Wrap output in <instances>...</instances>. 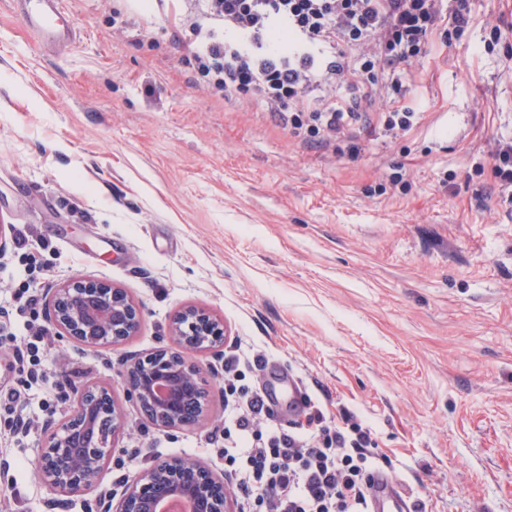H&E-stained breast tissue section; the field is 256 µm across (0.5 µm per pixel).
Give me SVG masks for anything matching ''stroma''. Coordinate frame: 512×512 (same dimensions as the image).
Instances as JSON below:
<instances>
[{"label":"stroma","mask_w":512,"mask_h":512,"mask_svg":"<svg viewBox=\"0 0 512 512\" xmlns=\"http://www.w3.org/2000/svg\"><path fill=\"white\" fill-rule=\"evenodd\" d=\"M60 7L75 39L57 52L0 0V224L25 235L0 256V356L19 360L0 390L22 397L0 406V512H51L36 450L91 382L123 419L104 487L154 456L226 474L223 377L200 427L163 431L122 376L170 345L188 306L224 320L250 386L300 381L326 419L370 428L413 512H512V203L486 156L512 139V0H469L456 40L433 31L406 67L417 124L393 140L365 129L355 157L210 96L168 6ZM77 277L124 288L136 336L37 340L52 289ZM25 291L37 303L20 311Z\"/></svg>","instance_id":"35a3bbf8"}]
</instances>
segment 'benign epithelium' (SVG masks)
<instances>
[{"instance_id": "obj_1", "label": "benign epithelium", "mask_w": 512, "mask_h": 512, "mask_svg": "<svg viewBox=\"0 0 512 512\" xmlns=\"http://www.w3.org/2000/svg\"><path fill=\"white\" fill-rule=\"evenodd\" d=\"M143 317L127 292L107 281L76 278L53 290L48 321L59 334L85 346L119 344L136 335ZM176 348H162L129 360L124 377L128 397L162 430L195 428L204 420L210 383L204 369L182 351L221 352L223 320L204 307L177 313L168 327ZM122 427V413L104 384L74 390L72 407L60 424L46 423L48 437L37 449L36 467L66 512L71 498L100 486ZM185 501L189 512H234L235 492L224 477L200 461L176 455L157 458L124 482L120 498L100 492L86 501L89 512H159L167 499Z\"/></svg>"}]
</instances>
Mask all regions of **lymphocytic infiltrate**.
<instances>
[{"instance_id": "1", "label": "lymphocytic infiltrate", "mask_w": 512, "mask_h": 512, "mask_svg": "<svg viewBox=\"0 0 512 512\" xmlns=\"http://www.w3.org/2000/svg\"><path fill=\"white\" fill-rule=\"evenodd\" d=\"M194 79L224 101L254 100L300 143L358 155L355 132L379 113L393 139L419 117L406 62L424 57L437 27L456 38L467 8L444 0H180ZM224 358V388L238 397L227 440L244 460L239 487L252 512H367L377 475L369 428L321 410L285 433L269 425L260 388L240 386Z\"/></svg>"}]
</instances>
